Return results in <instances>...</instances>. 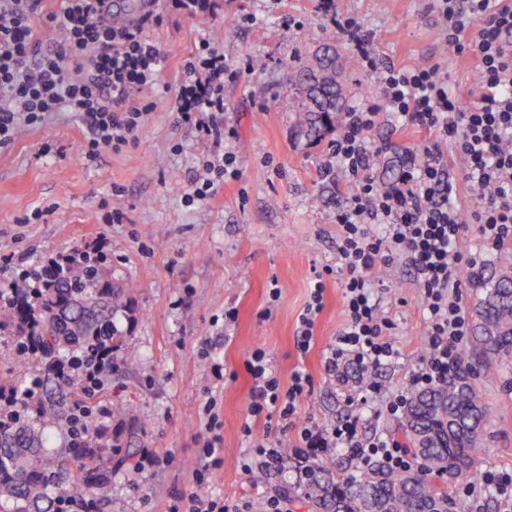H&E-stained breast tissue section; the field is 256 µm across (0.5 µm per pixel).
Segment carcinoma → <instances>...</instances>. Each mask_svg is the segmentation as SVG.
Listing matches in <instances>:
<instances>
[{
  "label": "carcinoma",
  "mask_w": 512,
  "mask_h": 512,
  "mask_svg": "<svg viewBox=\"0 0 512 512\" xmlns=\"http://www.w3.org/2000/svg\"><path fill=\"white\" fill-rule=\"evenodd\" d=\"M296 130L319 137L344 109L338 82L315 86L299 70L288 102ZM102 257L74 252L51 271H26L14 295L0 297V500L9 512H52L56 497L80 500L95 512L109 492L108 472L128 458L106 441L100 410L85 382L104 351L124 344L116 315L128 308L125 290L112 287ZM472 346L463 366L439 388L417 393L398 422L416 464L394 474L376 464L354 476H335L314 464L311 481L288 488L294 508L307 512H425L440 499L447 512H468L465 501L437 480L478 478L479 454L491 416L476 380H494L496 363L512 361V265L483 280L473 312ZM488 363L472 371L469 358Z\"/></svg>",
  "instance_id": "cac0c4a2"
}]
</instances>
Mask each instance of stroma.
I'll return each mask as SVG.
<instances>
[{
	"label": "stroma",
	"instance_id": "obj_1",
	"mask_svg": "<svg viewBox=\"0 0 512 512\" xmlns=\"http://www.w3.org/2000/svg\"><path fill=\"white\" fill-rule=\"evenodd\" d=\"M155 2L147 32L169 57L156 108L136 131L134 145L87 159L84 121L74 112H55L0 147V284L15 277L18 257L84 251L103 241L108 279L130 290V308L117 316L125 343L112 352V381L97 403L110 410L109 431L123 451L135 455L151 448L165 463L141 474L113 472L112 493L96 512H167L170 491L193 485L205 431L202 406L212 396L221 407L224 457L212 490L236 502L295 484L292 471L240 467L251 388L244 361L256 347L269 354L282 383L298 371L310 375L298 421L355 416L366 438L394 431L390 417L375 421L371 411L406 383L425 349L421 288L404 262L372 275L381 310L395 325L399 356L378 370L379 390L366 403L347 405L323 368L322 352L344 324L339 274L325 278L313 349L302 356L295 345L312 281L336 262L334 213L350 187L320 175L329 138L311 142L294 131L288 110L293 67L308 62L319 45L333 43L348 106L379 96L316 0H212L203 17L176 12L168 0ZM336 6L339 15L371 33L380 59L408 67L444 59L451 84L472 83L469 61L449 55L429 0H336ZM203 36L216 38L226 63L259 55L266 67L224 85V120L238 133V179L217 186L206 203L190 205L185 195L200 160L225 148L197 138L172 109L181 63ZM114 206L123 210V223H104ZM229 309L236 320L219 351L227 373L220 382L209 372L202 341L222 327ZM131 352L137 365L126 362ZM480 389L492 420L479 469L512 471V362L501 364L498 378ZM132 412L143 423L131 439L125 424ZM159 485L166 495H154Z\"/></svg>",
	"mask_w": 512,
	"mask_h": 512
}]
</instances>
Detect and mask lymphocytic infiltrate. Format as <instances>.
Here are the masks:
<instances>
[{"label": "lymphocytic infiltrate", "instance_id": "lymphocytic-infiltrate-1", "mask_svg": "<svg viewBox=\"0 0 512 512\" xmlns=\"http://www.w3.org/2000/svg\"><path fill=\"white\" fill-rule=\"evenodd\" d=\"M449 51L476 62L468 93L448 84V65L436 61L411 69L377 60L372 37L353 19L333 24L360 58L380 89V100L343 113L339 132L329 146L326 177L340 176L351 187L336 209L337 260L344 275L345 325L326 349L324 369L343 386L345 399L377 391L374 375L398 357L393 322L380 309L371 287L378 268L408 261L420 285L428 313L425 351L407 383L390 397L385 415L398 418L412 396L445 383L457 369L470 333L459 290L464 277L476 275L479 257L458 250L468 225H477L483 245L512 242V51L504 44L512 34V0H431ZM40 0H0V146L11 143L20 126L41 123L52 112L78 113L89 128L86 157L101 150H120L156 104L151 94L167 63L166 53L145 32L148 16L112 20L114 0H61L59 12L39 14ZM60 31L59 42L46 43L43 29ZM251 64L231 67L213 39L199 40L183 66L174 105L182 122L203 140L233 138L224 123V84L238 80ZM403 126L434 135L423 151H407L397 183L374 176L382 152L372 132L382 111ZM452 141L463 162V179L480 192L478 209L464 212L450 200L453 185L442 142ZM234 151L201 160V173L186 194L188 203L209 199L214 187L230 176ZM250 376L252 420L275 422L291 433L289 444L254 434L241 461L243 471L281 472L294 467L308 480L311 463L336 451L361 464L378 463L393 472L409 468L412 459L391 436L363 439L358 417L330 424L297 423L298 404L312 385L296 372L282 385L264 348L245 360ZM206 435L193 471L195 488L177 490L169 512H288L283 495L261 502H228L204 493L212 473L224 460L221 408L209 398L202 408Z\"/></svg>", "mask_w": 512, "mask_h": 512}]
</instances>
